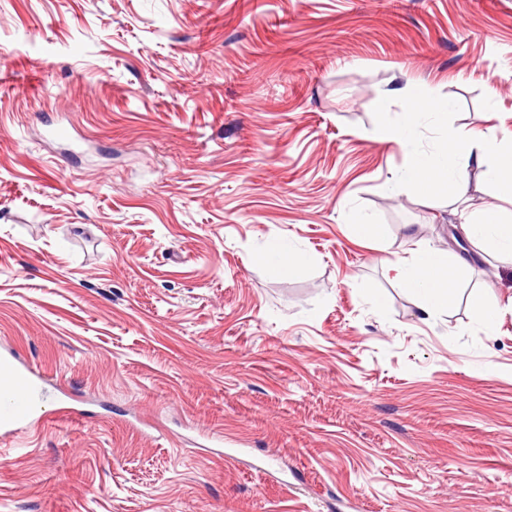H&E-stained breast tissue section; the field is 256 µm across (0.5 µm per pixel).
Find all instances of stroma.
<instances>
[{
    "label": "stroma",
    "instance_id": "35a3bbf8",
    "mask_svg": "<svg viewBox=\"0 0 512 512\" xmlns=\"http://www.w3.org/2000/svg\"><path fill=\"white\" fill-rule=\"evenodd\" d=\"M0 47V355L47 392L0 512H512V266L459 239L492 190L399 181L512 142V0H0ZM420 94L447 128L375 140ZM420 246L472 264L431 319ZM258 260L260 263H265L270 273L280 275L288 271L291 266L306 264L309 258L302 251L276 245L265 255H260Z\"/></svg>",
    "mask_w": 512,
    "mask_h": 512
}]
</instances>
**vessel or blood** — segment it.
<instances>
[{
	"label": "vessel or blood",
	"instance_id": "b4317fda",
	"mask_svg": "<svg viewBox=\"0 0 512 512\" xmlns=\"http://www.w3.org/2000/svg\"><path fill=\"white\" fill-rule=\"evenodd\" d=\"M43 393L29 369L0 356V437L18 433L34 419Z\"/></svg>",
	"mask_w": 512,
	"mask_h": 512
}]
</instances>
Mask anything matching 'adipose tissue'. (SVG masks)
I'll use <instances>...</instances> for the list:
<instances>
[{"label":"adipose tissue","instance_id":"adipose-tissue-1","mask_svg":"<svg viewBox=\"0 0 512 512\" xmlns=\"http://www.w3.org/2000/svg\"><path fill=\"white\" fill-rule=\"evenodd\" d=\"M448 106L437 100L424 105L404 108L396 119L382 122L374 136L383 142L402 146L413 145L423 115L443 122ZM477 157L484 165L483 176L494 187L495 205L471 216L464 227L466 235L490 247L493 257L512 265V147L491 136L475 141L458 140L452 147L432 155L415 154L412 163L402 171L404 184L419 196L427 197L440 187L453 188L456 197H463L469 181L467 161ZM394 268L401 286L417 302L419 310L434 317L447 310L455 298L456 279L468 270V263L448 252L422 247L409 258L395 262Z\"/></svg>","mask_w":512,"mask_h":512}]
</instances>
